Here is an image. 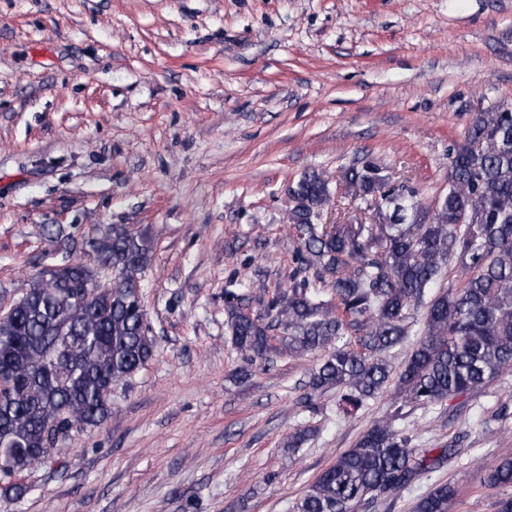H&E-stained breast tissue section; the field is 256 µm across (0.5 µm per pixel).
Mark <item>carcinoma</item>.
I'll return each mask as SVG.
<instances>
[{"instance_id": "cac0c4a2", "label": "carcinoma", "mask_w": 512, "mask_h": 512, "mask_svg": "<svg viewBox=\"0 0 512 512\" xmlns=\"http://www.w3.org/2000/svg\"><path fill=\"white\" fill-rule=\"evenodd\" d=\"M364 199L380 193L390 224L380 247L372 223L321 224L329 179L305 174L288 213L298 268L288 292L243 306L224 293L232 345L250 360L320 355L314 392L333 390L342 412L383 394L385 355L416 337L398 377L402 398L423 408L477 392L512 369V112L473 114L449 154L448 190L426 206L413 190L382 188L390 177L371 163L344 170ZM145 229L114 224L83 241L89 261L50 264L0 315V494L20 498L17 474L46 462L51 449L112 415V386L128 385L153 357L140 282L153 251ZM461 275L444 285L449 268ZM112 280L100 285V272ZM95 287L86 288L84 284ZM424 309L422 326L411 313ZM377 420L308 486L293 512H357L391 498L455 449L432 457L410 447L397 421ZM512 487V455L484 478ZM448 482L420 497L414 512H450Z\"/></svg>"}]
</instances>
